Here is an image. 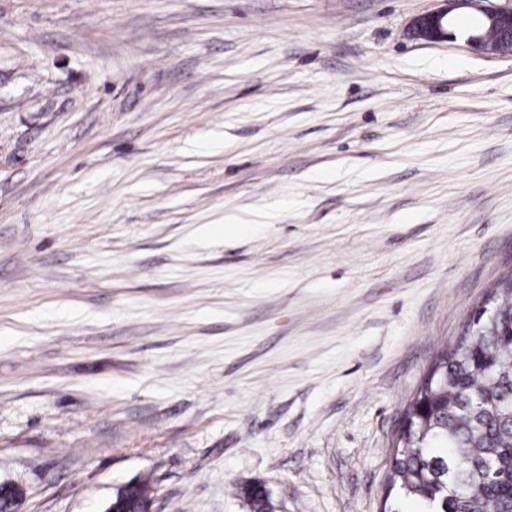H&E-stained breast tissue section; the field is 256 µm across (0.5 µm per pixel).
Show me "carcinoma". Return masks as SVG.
<instances>
[{
	"label": "carcinoma",
	"instance_id": "cac0c4a2",
	"mask_svg": "<svg viewBox=\"0 0 512 512\" xmlns=\"http://www.w3.org/2000/svg\"><path fill=\"white\" fill-rule=\"evenodd\" d=\"M487 308L438 354L392 450L388 492L414 498L426 512H512V279ZM150 491L135 479L113 501L139 512ZM242 494L253 512H266L265 486L247 485Z\"/></svg>",
	"mask_w": 512,
	"mask_h": 512
}]
</instances>
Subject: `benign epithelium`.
Segmentation results:
<instances>
[{"mask_svg":"<svg viewBox=\"0 0 512 512\" xmlns=\"http://www.w3.org/2000/svg\"><path fill=\"white\" fill-rule=\"evenodd\" d=\"M455 9H471L476 12V26L463 35V40L472 50L500 56H512V6L490 8L486 0H448ZM450 10L444 9L414 18L409 34L417 40L441 42L455 40L457 35L448 30ZM496 29L499 38L491 42L485 30Z\"/></svg>","mask_w":512,"mask_h":512,"instance_id":"1","label":"benign epithelium"}]
</instances>
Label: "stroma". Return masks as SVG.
Here are the masks:
<instances>
[{
	"label": "stroma",
	"mask_w": 512,
	"mask_h": 512,
	"mask_svg": "<svg viewBox=\"0 0 512 512\" xmlns=\"http://www.w3.org/2000/svg\"><path fill=\"white\" fill-rule=\"evenodd\" d=\"M443 0H0V483L20 512H381L512 275V57ZM453 7L439 10L414 18L409 26V34L417 40L428 42L457 40L458 36L448 30L449 13L455 9H471L476 12V26L462 36L472 50L500 56H512V6L509 8H490L483 5L486 0H445ZM497 29L499 37L493 31L485 35L484 29ZM489 37V39L487 38ZM493 42H490V41ZM150 491L151 487L146 480L134 479L118 489L112 499L114 502L122 500L125 512H137L145 501L151 499Z\"/></svg>",
	"instance_id": "stroma-1"
}]
</instances>
